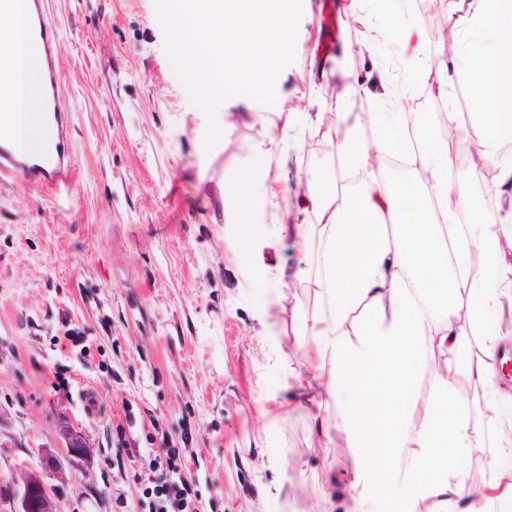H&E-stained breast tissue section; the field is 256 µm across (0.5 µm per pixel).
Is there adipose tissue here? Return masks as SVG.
I'll list each match as a JSON object with an SVG mask.
<instances>
[{"mask_svg": "<svg viewBox=\"0 0 512 512\" xmlns=\"http://www.w3.org/2000/svg\"><path fill=\"white\" fill-rule=\"evenodd\" d=\"M25 0L0 22V86L12 88L6 121L17 141L37 145L34 117L41 110V72L29 62ZM452 33L460 58L443 60L420 77L436 99H447L459 72L472 112L481 115L480 144L496 154L494 207L460 232V213L475 197L466 181L450 178L449 143L467 137L457 113L440 131L422 113L375 112L378 129L369 142L355 134L349 112L316 113L336 135L342 178L317 174L306 192L291 196L250 170L224 189L231 215L261 212L238 244L240 261L252 267L255 248L275 225L278 238L300 236L288 214L299 204L314 217L320 241L312 285L320 310L307 342L284 352L298 396L311 405V423L322 447L342 430L353 460L350 479L337 484L345 512H375L377 497L400 484L408 512H512V393L498 384L494 358L504 341L500 316L512 301V0H451ZM397 154L419 164L436 211L422 210L417 192L375 171L372 158ZM481 339L482 357L471 361L469 339ZM483 390L485 408L498 429L499 455L492 478L480 488L466 483L459 457L481 452V430L472 422L449 369ZM430 393L421 396V381Z\"/></svg>", "mask_w": 512, "mask_h": 512, "instance_id": "ef3b65f1", "label": "adipose tissue"}]
</instances>
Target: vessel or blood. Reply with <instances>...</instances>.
<instances>
[{"label": "vessel or blood", "mask_w": 512, "mask_h": 512, "mask_svg": "<svg viewBox=\"0 0 512 512\" xmlns=\"http://www.w3.org/2000/svg\"><path fill=\"white\" fill-rule=\"evenodd\" d=\"M30 39L43 71V145L39 150L20 148L10 133H0V182L19 184L54 192L68 186L72 173L69 145L72 115L58 95L61 72L58 66L60 33L50 23L45 0H27Z\"/></svg>", "instance_id": "b4317fda"}]
</instances>
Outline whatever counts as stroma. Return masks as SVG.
I'll return each instance as SVG.
<instances>
[{
    "label": "stroma",
    "instance_id": "1",
    "mask_svg": "<svg viewBox=\"0 0 512 512\" xmlns=\"http://www.w3.org/2000/svg\"><path fill=\"white\" fill-rule=\"evenodd\" d=\"M303 0L295 60L276 98H225L224 137L207 145L209 114L177 72L157 0H47L61 32V100L73 120V195L0 183V483L82 433L88 456L44 473L59 512H147L150 451L184 449L214 512H343L327 494L351 456L325 453L282 364L317 297L314 247L263 246L264 283L238 256L224 185L268 146V182L338 173V149L306 113L352 112L372 140L371 112L430 111L404 59L436 66L456 47L429 36L417 0ZM427 32L423 45L402 34ZM382 69L384 97L368 84ZM291 121L282 160L265 125ZM94 394L97 417L82 411ZM143 449L115 462L118 431Z\"/></svg>",
    "mask_w": 512,
    "mask_h": 512
}]
</instances>
